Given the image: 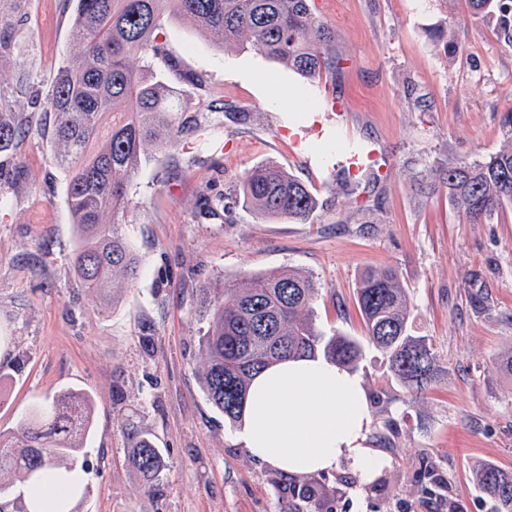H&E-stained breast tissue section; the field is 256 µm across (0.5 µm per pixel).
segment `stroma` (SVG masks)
<instances>
[{
	"label": "stroma",
	"instance_id": "stroma-1",
	"mask_svg": "<svg viewBox=\"0 0 512 512\" xmlns=\"http://www.w3.org/2000/svg\"><path fill=\"white\" fill-rule=\"evenodd\" d=\"M334 37L342 94L252 49L215 44L186 18L165 20L167 58L133 57L201 104L223 95L232 112L207 115L175 154L148 150L127 190L123 235L135 280L113 276V296L81 288L76 227L52 144V116L33 115L18 143L20 178L0 183V434L36 403L89 396L92 434L77 456L86 475L72 512H280L291 476L250 457L238 427L203 390L206 331L215 298L290 267L313 275L309 315L323 335L362 340L355 372L369 395L371 447L390 459L359 486L348 462L313 474L333 512H497L474 480L512 470V205L471 224L449 206L439 174L512 147V50L465 0H313ZM64 0H31L20 49L47 92L63 59L82 46ZM459 43L462 56L450 52ZM203 75L205 90L169 61ZM299 91L312 122L271 103L269 83ZM280 166L319 207L305 222L251 214L236 200L248 170ZM225 210L204 213V197ZM396 269L409 332L430 339L433 383L412 391L365 344L355 303L365 271ZM162 448L153 489L128 462L129 433Z\"/></svg>",
	"mask_w": 512,
	"mask_h": 512
}]
</instances>
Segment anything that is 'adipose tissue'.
I'll use <instances>...</instances> for the list:
<instances>
[{
  "mask_svg": "<svg viewBox=\"0 0 512 512\" xmlns=\"http://www.w3.org/2000/svg\"><path fill=\"white\" fill-rule=\"evenodd\" d=\"M369 402L355 373L321 357L287 360L253 379L237 441L287 475L332 472L345 459L366 484L389 463L367 444Z\"/></svg>",
  "mask_w": 512,
  "mask_h": 512,
  "instance_id": "obj_1",
  "label": "adipose tissue"
}]
</instances>
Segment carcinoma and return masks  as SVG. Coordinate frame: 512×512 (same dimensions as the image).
<instances>
[{"instance_id": "1", "label": "carcinoma", "mask_w": 512, "mask_h": 512, "mask_svg": "<svg viewBox=\"0 0 512 512\" xmlns=\"http://www.w3.org/2000/svg\"><path fill=\"white\" fill-rule=\"evenodd\" d=\"M27 2L0 0V70L15 71L13 84L0 81V172L15 175L23 168L15 145L27 129L15 112L26 95L33 111L54 116L56 159L67 173L66 202L80 239L73 259L76 277L82 287L103 295L112 288L114 272L136 277L137 261L119 216L126 212L127 187L144 148L175 151L201 124L199 111L184 106L163 79L130 66L135 54L168 58L156 42L165 19L188 18L224 46L243 37L255 51L311 81L339 69L332 33L310 0H76L72 33L82 53L59 67L52 89L42 95L32 90L19 48ZM466 2L472 16L495 21L498 41L511 49L512 0ZM440 183L448 203L478 223L512 204V147L482 161L450 162ZM241 193L246 208L264 217L303 222L317 208L312 191L274 165L248 171ZM316 293L312 276L283 267L253 288H226L214 301L212 323L199 337L207 361L203 389L230 422L241 421L254 376L270 365L321 355L344 368L355 366L358 342L341 335L327 338L303 317ZM356 303L366 340L386 355L390 371L414 391L427 390L436 355L427 337L409 334L408 299L397 272L363 274ZM91 418L87 397L61 393L25 415L12 436H0V496L18 482L37 487L43 471L55 469L67 496L55 500L53 508L68 512L69 497L82 491L70 474ZM130 448L133 467L153 487L164 469L161 450L144 434L132 435ZM476 481L499 512H512V471L483 467ZM320 495L315 483L292 492L304 502Z\"/></svg>"}]
</instances>
